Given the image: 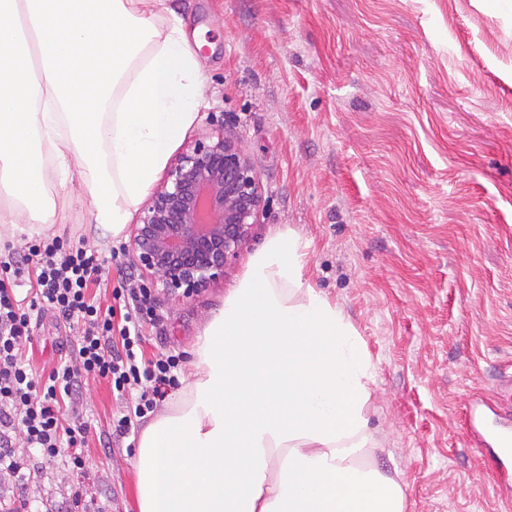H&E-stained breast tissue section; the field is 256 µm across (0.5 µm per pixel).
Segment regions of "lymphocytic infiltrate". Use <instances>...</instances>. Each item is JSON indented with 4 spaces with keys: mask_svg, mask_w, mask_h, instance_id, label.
<instances>
[{
    "mask_svg": "<svg viewBox=\"0 0 512 512\" xmlns=\"http://www.w3.org/2000/svg\"><path fill=\"white\" fill-rule=\"evenodd\" d=\"M105 257L59 236L0 251V481L21 478L17 446L35 450L36 469L67 455L69 471L85 466L91 425L82 393L89 381L107 383L117 401L114 438L135 433L179 385L180 356L147 354L146 325L157 320L148 289L116 262L117 287L103 275ZM50 310L74 330L75 349L50 369H36L22 351L32 343L31 314Z\"/></svg>",
    "mask_w": 512,
    "mask_h": 512,
    "instance_id": "1",
    "label": "lymphocytic infiltrate"
}]
</instances>
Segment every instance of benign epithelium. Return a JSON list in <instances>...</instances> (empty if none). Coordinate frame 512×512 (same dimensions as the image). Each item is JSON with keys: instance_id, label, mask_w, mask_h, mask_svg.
<instances>
[{"instance_id": "obj_1", "label": "benign epithelium", "mask_w": 512, "mask_h": 512, "mask_svg": "<svg viewBox=\"0 0 512 512\" xmlns=\"http://www.w3.org/2000/svg\"><path fill=\"white\" fill-rule=\"evenodd\" d=\"M261 203L254 161L233 131L207 135L178 156L140 212L129 257L153 290L187 297L240 256Z\"/></svg>"}]
</instances>
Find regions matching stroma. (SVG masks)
Masks as SVG:
<instances>
[{"label":"stroma","instance_id":"1","mask_svg":"<svg viewBox=\"0 0 512 512\" xmlns=\"http://www.w3.org/2000/svg\"><path fill=\"white\" fill-rule=\"evenodd\" d=\"M200 66L202 105L182 139L233 129L255 163L263 209L223 278L155 295L147 352L187 354L270 235L310 243L306 278L336 299L376 364L368 466L401 471L405 512H512L493 448L468 412L512 373V0H168ZM49 236L108 253L80 182ZM75 339L38 316L26 354L49 365ZM115 402L89 383L85 468L0 483V501L59 512L80 486L88 512H139Z\"/></svg>","mask_w":512,"mask_h":512}]
</instances>
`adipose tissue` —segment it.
Instances as JSON below:
<instances>
[{"label":"adipose tissue","instance_id":"1","mask_svg":"<svg viewBox=\"0 0 512 512\" xmlns=\"http://www.w3.org/2000/svg\"><path fill=\"white\" fill-rule=\"evenodd\" d=\"M166 0H0V229L40 235L43 180L80 176L94 220L126 235L200 107L199 65ZM112 47L94 112H75L74 58ZM30 221L19 224L17 212ZM308 241L268 237L207 320L190 380L142 431L139 512H405V486L363 466L375 366L343 308L304 278Z\"/></svg>","mask_w":512,"mask_h":512}]
</instances>
